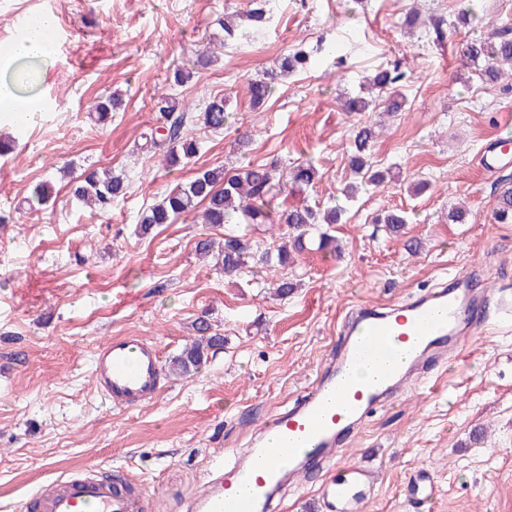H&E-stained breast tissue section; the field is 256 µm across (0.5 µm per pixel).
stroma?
<instances>
[{"label":"stroma","mask_w":512,"mask_h":512,"mask_svg":"<svg viewBox=\"0 0 512 512\" xmlns=\"http://www.w3.org/2000/svg\"><path fill=\"white\" fill-rule=\"evenodd\" d=\"M265 3V29L227 44L224 17L249 0H0V45L16 39L20 17L39 13L53 14L61 34L37 82L36 112L19 129L0 122V137L16 141L0 156V512H17L62 476L110 469L140 485L149 512H186L212 463L250 448L263 421L316 380L350 309L409 301L456 275L487 294L490 323L458 356L429 364L434 390L406 386L362 422L343 458L379 469L369 512H415L404 488L424 469L436 477L432 512H512V322L494 320L498 298L512 299V223L493 218L512 167L491 175L477 161L508 134L499 116L512 113V88L483 84L460 55L467 39L512 27V0ZM414 7L425 23L410 30ZM440 18L456 28L444 41L434 33ZM292 48L309 67L251 106L248 80ZM207 50L211 64L175 85V67ZM396 60L408 74L405 105L384 119L370 155L390 177L343 201L353 132L374 115L344 112L341 102ZM110 93L119 104L111 121L96 123L88 107ZM161 93L195 113L221 96L229 112L223 130L194 131L197 154L174 169L139 148ZM245 131L243 156L235 140ZM246 160L283 171L311 163L319 180L288 204L345 208L330 227L343 256L302 254L281 271L300 282L283 300L262 269L228 276L197 255L199 239L223 238L228 226L189 217L146 232L138 224L198 169ZM104 167L128 182L106 216L71 191ZM38 183L51 200L32 209L26 198ZM455 208L462 220L451 219ZM386 210L408 213L403 235L374 223ZM200 317L224 334V347L199 373L176 378L171 361ZM126 334L159 346L167 369L157 396L131 409L101 396L93 377L98 347Z\"/></svg>","instance_id":"35a3bbf8"}]
</instances>
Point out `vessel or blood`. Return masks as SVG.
Here are the masks:
<instances>
[{
  "instance_id": "1",
  "label": "vessel or blood",
  "mask_w": 512,
  "mask_h": 512,
  "mask_svg": "<svg viewBox=\"0 0 512 512\" xmlns=\"http://www.w3.org/2000/svg\"><path fill=\"white\" fill-rule=\"evenodd\" d=\"M480 295L462 288L432 289L395 307L362 306L350 320L336 354L299 401L276 414L248 451L263 462L253 487L240 489L241 469L219 462L205 494L190 512H272L282 489L311 469L337 468L318 498L326 512H367L377 473L360 463L341 464L351 429L361 424L410 379L429 390L422 367L449 350L484 320ZM96 385L114 405L129 408L154 396L161 361L156 345L136 336L109 339L94 359ZM40 512H141L142 495L102 476L75 474L37 499Z\"/></svg>"
}]
</instances>
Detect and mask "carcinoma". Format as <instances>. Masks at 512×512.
<instances>
[{
	"mask_svg": "<svg viewBox=\"0 0 512 512\" xmlns=\"http://www.w3.org/2000/svg\"><path fill=\"white\" fill-rule=\"evenodd\" d=\"M462 54L472 62L482 63L480 79L494 86L507 76L512 68V30L497 29L492 33L472 39L464 44ZM310 64L306 53L295 49L281 58L279 71H270L262 78L248 82L250 100L259 106L273 93L276 81ZM406 73L399 67L375 70L369 84L383 91L392 90L403 81ZM117 108L116 100L108 95L97 101L93 112L98 123L112 117ZM157 112L155 124L141 134L144 143L141 148L147 152H163L165 165H179L195 156L198 151L196 140L184 133L187 125L194 120L213 130L224 129L227 113L224 99L211 100L199 116L194 117L180 111L179 101L168 95H159L154 102ZM379 135L375 124L357 126L352 138L349 166L364 178V184L377 187L385 182L382 172L372 171L368 156L372 144ZM318 176L310 163H299L289 171L291 188L302 191L312 186ZM281 174L276 166L243 164L234 171L222 169H199L186 183H178L168 190L157 202L144 210L139 217L143 231H149L156 224H171L181 216H189L200 205L203 224H232L236 227L252 228L263 224L286 226L281 242L268 247L252 246L246 235L234 229L224 235V244L214 249V241L202 238L196 242L198 253L208 256L217 253V263L224 273L233 274L251 265L267 270L290 266L295 256L315 245L319 250L330 249L341 255L338 240L330 235L324 226L337 224L342 210L336 206L321 210L305 203L279 208L277 196L281 191ZM126 178L104 169L92 171L77 182L73 194L81 202L104 215L112 210L115 202L126 195ZM494 219L501 224L512 223V188L501 192L494 210ZM375 221L386 225L391 234L397 235L407 223L406 216L399 211H387L376 216ZM195 336L172 362V370L182 376H192L209 359V355L224 347V336L213 331L211 323L200 318L194 326Z\"/></svg>",
	"mask_w": 512,
	"mask_h": 512,
	"instance_id": "obj_1",
	"label": "carcinoma"
}]
</instances>
